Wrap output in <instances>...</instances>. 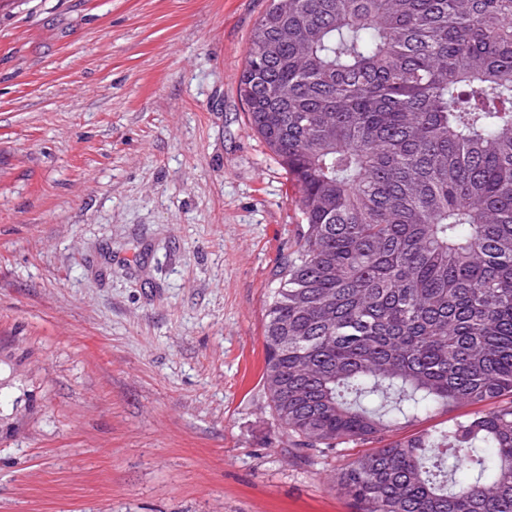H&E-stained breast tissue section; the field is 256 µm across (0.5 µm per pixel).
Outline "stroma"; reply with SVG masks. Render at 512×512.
Returning a JSON list of instances; mask_svg holds the SVG:
<instances>
[{"label": "stroma", "mask_w": 512, "mask_h": 512, "mask_svg": "<svg viewBox=\"0 0 512 512\" xmlns=\"http://www.w3.org/2000/svg\"><path fill=\"white\" fill-rule=\"evenodd\" d=\"M269 0H0V512H351L262 379L296 191L238 81Z\"/></svg>", "instance_id": "stroma-1"}]
</instances>
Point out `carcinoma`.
<instances>
[{"instance_id":"cac0c4a2","label":"carcinoma","mask_w":512,"mask_h":512,"mask_svg":"<svg viewBox=\"0 0 512 512\" xmlns=\"http://www.w3.org/2000/svg\"><path fill=\"white\" fill-rule=\"evenodd\" d=\"M238 93L301 215L264 336L277 422L377 444L339 476L354 512H512V0H271ZM470 408H459L453 412L448 414L439 413L422 421L416 422L412 425L407 426L400 431L390 433L386 438L389 441L399 440L400 438L407 436L409 434L415 433L417 431H421L424 429H434L441 428L448 425V422L456 419H464L465 415L470 413Z\"/></svg>"}]
</instances>
